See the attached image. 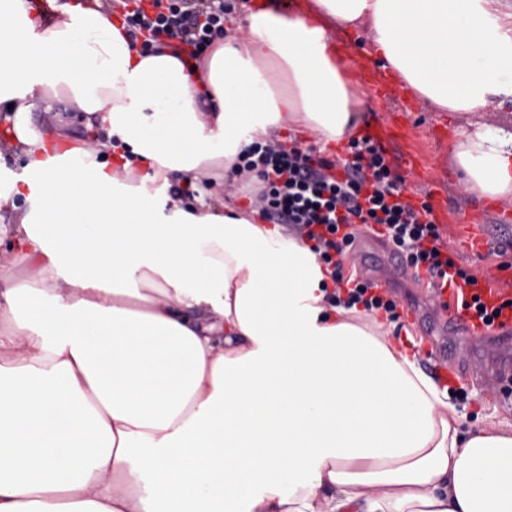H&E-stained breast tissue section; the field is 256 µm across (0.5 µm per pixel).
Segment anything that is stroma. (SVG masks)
Returning <instances> with one entry per match:
<instances>
[{
    "label": "stroma",
    "instance_id": "obj_1",
    "mask_svg": "<svg viewBox=\"0 0 512 512\" xmlns=\"http://www.w3.org/2000/svg\"><path fill=\"white\" fill-rule=\"evenodd\" d=\"M334 44L349 60V77L363 94L362 124L396 119L407 127L404 148L418 156L423 173L406 176L405 183L417 197H444L448 215L443 228L449 251L477 277L499 272V286L504 295L511 296L512 272L503 270L502 265L512 261V202L491 201L468 190L462 173L448 162L449 141H437L430 136L437 123H447L449 130L454 131L467 125L470 118L456 112L437 111L419 99L385 97L379 82L389 78L390 73L373 54L366 31L357 28L336 31ZM478 229L485 234L487 245L479 255L467 256L465 245ZM455 385L467 393L466 403L457 410L461 428L512 424V401L505 399L503 384H477L471 375L463 374Z\"/></svg>",
    "mask_w": 512,
    "mask_h": 512
}]
</instances>
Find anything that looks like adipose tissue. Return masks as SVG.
I'll use <instances>...</instances> for the list:
<instances>
[{
	"label": "adipose tissue",
	"instance_id": "obj_1",
	"mask_svg": "<svg viewBox=\"0 0 512 512\" xmlns=\"http://www.w3.org/2000/svg\"><path fill=\"white\" fill-rule=\"evenodd\" d=\"M28 13L0 0V112L27 160L0 185V512H512L511 431L463 433L285 227L171 192L287 121L352 137L335 28L440 111L512 103L496 0H263L192 72L101 0ZM59 102L106 141L33 137ZM449 161L512 201V120L461 129Z\"/></svg>",
	"mask_w": 512,
	"mask_h": 512
}]
</instances>
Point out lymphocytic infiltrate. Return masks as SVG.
Masks as SVG:
<instances>
[{
  "label": "lymphocytic infiltrate",
  "mask_w": 512,
  "mask_h": 512,
  "mask_svg": "<svg viewBox=\"0 0 512 512\" xmlns=\"http://www.w3.org/2000/svg\"><path fill=\"white\" fill-rule=\"evenodd\" d=\"M227 21L224 0H133L124 12L130 34L146 32L176 43L187 64L200 60L223 37ZM348 152L347 158L333 161L314 150L256 141L244 148L235 165L237 173L258 182L254 199L261 218L291 227L331 266L334 291L329 301L359 306L368 314L381 310L393 322L399 319L395 300L375 293L345 269L360 225L377 229L409 267L424 269L430 280L449 278L459 289L477 285V276L450 255L430 203L404 199V180L386 150L368 138L353 137Z\"/></svg>",
  "instance_id": "lymphocytic-infiltrate-1"
}]
</instances>
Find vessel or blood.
<instances>
[{"label":"vessel or blood","mask_w":512,"mask_h":512,"mask_svg":"<svg viewBox=\"0 0 512 512\" xmlns=\"http://www.w3.org/2000/svg\"><path fill=\"white\" fill-rule=\"evenodd\" d=\"M363 133L386 148L401 144L407 137L404 126L394 121L366 126ZM497 280V275L491 274L480 280L477 288L461 292L436 287L432 294L434 310L418 315V323L431 344L427 360L439 380L449 377L448 342L454 338L469 346L484 347L487 370L494 377L512 376V308H505L498 319L487 325L471 306L476 296L489 305L502 304L504 296L496 286Z\"/></svg>","instance_id":"obj_1"}]
</instances>
